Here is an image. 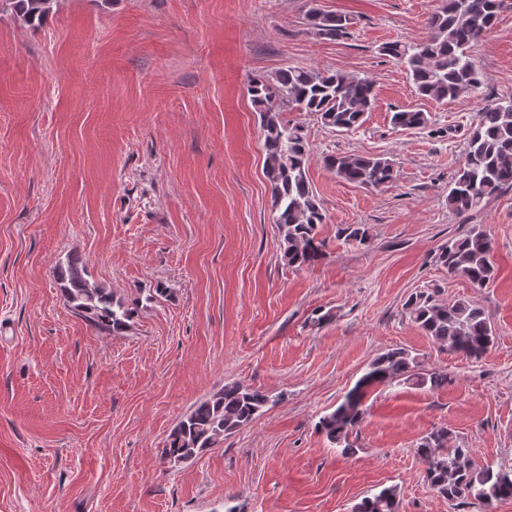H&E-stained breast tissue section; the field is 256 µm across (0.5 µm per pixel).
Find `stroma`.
<instances>
[{"mask_svg": "<svg viewBox=\"0 0 512 512\" xmlns=\"http://www.w3.org/2000/svg\"><path fill=\"white\" fill-rule=\"evenodd\" d=\"M318 5L353 17L349 39L307 33L306 0H57L35 26L0 14V512H352L385 487L399 512H512V499L449 503L416 455L445 427L477 467L512 465V190L448 209L477 112L512 98V0L470 51L480 87L447 103L421 99L380 52L422 40L434 0ZM286 65L366 77L377 94L349 132L292 115L326 215L324 255L300 270L282 259L247 93ZM407 108L427 126L394 128ZM351 153L389 158L395 180L368 191L322 163ZM345 224L368 225V243L339 239ZM475 225L496 268L482 287L433 260ZM73 253L92 284L143 298L125 333H99L65 301L54 268ZM420 288L488 312L481 360L410 322ZM316 310L332 320L312 324ZM394 348L449 383L372 389L357 449L341 453L316 423ZM231 382L286 399L169 468L170 431Z\"/></svg>", "mask_w": 512, "mask_h": 512, "instance_id": "obj_1", "label": "stroma"}]
</instances>
